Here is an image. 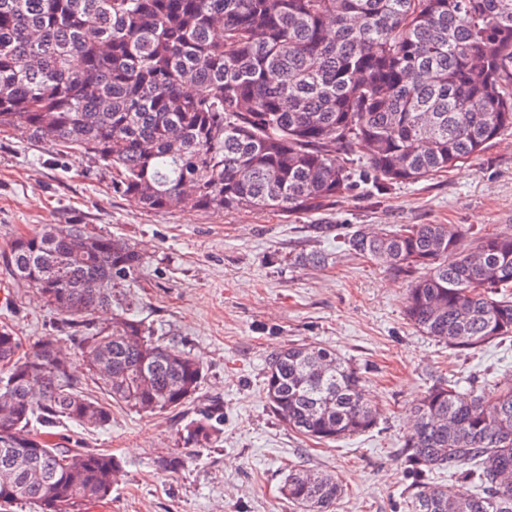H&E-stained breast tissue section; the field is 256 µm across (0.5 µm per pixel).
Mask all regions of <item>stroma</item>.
I'll use <instances>...</instances> for the list:
<instances>
[{"label": "stroma", "instance_id": "1", "mask_svg": "<svg viewBox=\"0 0 512 512\" xmlns=\"http://www.w3.org/2000/svg\"><path fill=\"white\" fill-rule=\"evenodd\" d=\"M112 172L94 158L61 156L25 130L0 131V326L24 347L53 337L74 358L73 375L94 392L77 360L79 334L13 284L5 266L19 234L64 224H90L133 243L145 255L134 287L116 291L99 325L128 309L159 343L198 358L203 379L181 408L157 415L113 405L110 423L64 422L48 439L63 448L112 453L121 468L108 500L83 512H296L282 492L288 469L327 471L343 486L338 512H406L407 481L399 456L416 399L442 377L512 379V346L489 344L457 353L406 318L407 284L355 255L345 234L366 225L453 224L472 235L512 232V146L499 140L480 156L417 183L377 194L354 186L334 209L315 215L269 211L143 209L114 193ZM313 224L340 225L318 237ZM316 250L326 266L298 264ZM319 343L360 367L378 419L369 432L329 446L302 438L269 410L263 394L274 349ZM206 411L220 413L209 446L185 448V428ZM188 454L168 474L159 457Z\"/></svg>", "mask_w": 512, "mask_h": 512}]
</instances>
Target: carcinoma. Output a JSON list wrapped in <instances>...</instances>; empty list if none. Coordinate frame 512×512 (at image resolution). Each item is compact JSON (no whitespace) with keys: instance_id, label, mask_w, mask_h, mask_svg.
I'll return each instance as SVG.
<instances>
[{"instance_id":"obj_1","label":"carcinoma","mask_w":512,"mask_h":512,"mask_svg":"<svg viewBox=\"0 0 512 512\" xmlns=\"http://www.w3.org/2000/svg\"><path fill=\"white\" fill-rule=\"evenodd\" d=\"M0 126L112 169V191L162 211H326L368 154L382 193L483 153L512 134V0H0ZM346 245L408 280L407 319L458 351L512 343V233L468 240L447 224L360 227ZM131 243L87 224L16 236L12 280L82 328L80 355L46 338L23 350L0 327V501L80 512L110 497L119 461L56 448L31 432L69 421L102 428L111 403L151 414L197 392L202 367L112 306L144 267ZM435 382L417 401L400 457L408 512H512V384L485 395ZM361 370L320 346L270 354L271 412L322 444L370 431ZM221 418L205 413L184 444ZM446 470L466 487L430 481ZM299 512H336V477L302 467L283 486Z\"/></svg>"}]
</instances>
